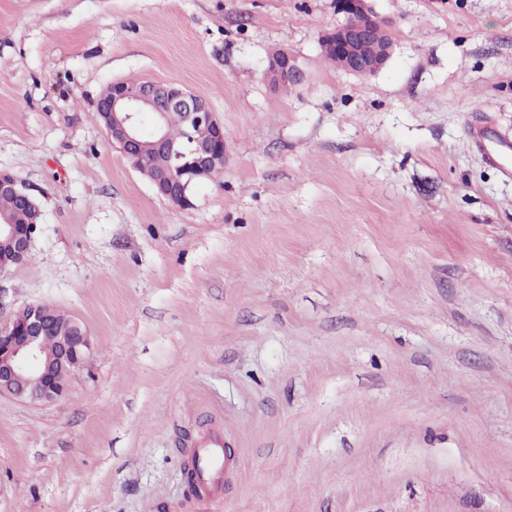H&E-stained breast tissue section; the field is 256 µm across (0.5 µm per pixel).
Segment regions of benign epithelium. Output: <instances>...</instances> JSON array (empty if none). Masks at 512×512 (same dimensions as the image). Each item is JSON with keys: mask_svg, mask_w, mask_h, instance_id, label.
I'll use <instances>...</instances> for the list:
<instances>
[{"mask_svg": "<svg viewBox=\"0 0 512 512\" xmlns=\"http://www.w3.org/2000/svg\"><path fill=\"white\" fill-rule=\"evenodd\" d=\"M344 24L322 38L324 55L336 66L367 76L390 57L392 42L366 0H336ZM301 71L286 48L269 55L265 77L275 87L296 82ZM96 111L108 141L132 162L148 158V181L157 196L171 204L193 206V189L224 165V125L209 102L172 82L116 81L97 100ZM183 128V138L171 135L172 120ZM9 197L31 213L30 222L16 224L0 213V274L22 263L42 224L35 197L7 170L0 169V198ZM56 310L27 305L0 318V397L23 402H51L63 396L70 377L86 362L91 341L75 319L55 328Z\"/></svg>", "mask_w": 512, "mask_h": 512, "instance_id": "benign-epithelium-1", "label": "benign epithelium"}]
</instances>
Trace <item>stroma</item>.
<instances>
[{
    "label": "stroma",
    "mask_w": 512,
    "mask_h": 512,
    "mask_svg": "<svg viewBox=\"0 0 512 512\" xmlns=\"http://www.w3.org/2000/svg\"><path fill=\"white\" fill-rule=\"evenodd\" d=\"M368 4L393 47L358 76L336 0H0V169L43 211L0 315L94 348L57 401L0 397V512H512V177L468 135L512 143V0ZM143 79L224 125L192 207L99 121ZM213 424L217 505L183 464ZM264 73L273 86L286 87L299 79L301 71L295 56L288 48H279L269 55Z\"/></svg>",
    "instance_id": "stroma-1"
}]
</instances>
